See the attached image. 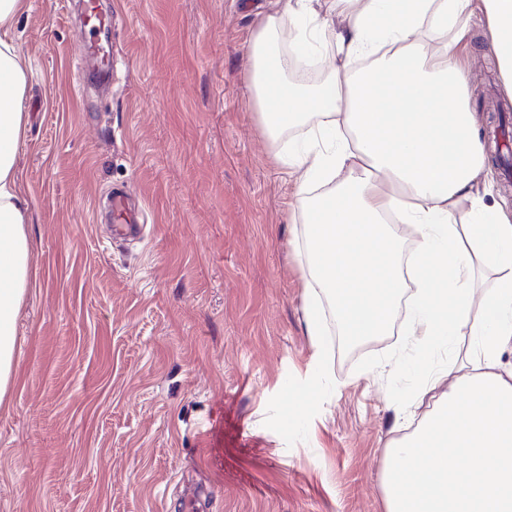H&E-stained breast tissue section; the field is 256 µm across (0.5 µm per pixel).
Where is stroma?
<instances>
[{"mask_svg":"<svg viewBox=\"0 0 512 512\" xmlns=\"http://www.w3.org/2000/svg\"><path fill=\"white\" fill-rule=\"evenodd\" d=\"M112 83L82 84L75 9L28 0L18 148L35 286L0 400V512H385L387 446L427 417L469 337L307 336V217L247 81L274 0H109ZM483 133L512 121L492 39L454 48ZM115 188L145 209L114 236Z\"/></svg>","mask_w":512,"mask_h":512,"instance_id":"35a3bbf8","label":"stroma"}]
</instances>
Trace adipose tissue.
Returning <instances> with one entry per match:
<instances>
[{
    "instance_id": "ef3b65f1",
    "label": "adipose tissue",
    "mask_w": 512,
    "mask_h": 512,
    "mask_svg": "<svg viewBox=\"0 0 512 512\" xmlns=\"http://www.w3.org/2000/svg\"><path fill=\"white\" fill-rule=\"evenodd\" d=\"M277 2L254 31L248 84L275 158L300 174L299 192L315 180L330 185L304 205L309 336L322 345L325 297L348 341L393 329L406 286L388 224L397 211L418 235L410 335L428 349L471 339L433 412L385 453L386 512H512V370L500 363L512 343V213L493 198L470 72L453 51L482 16L512 93V0ZM26 5L0 0V398L13 383L15 322L30 286V204L16 169L29 74L12 37ZM332 6L341 28L330 26ZM295 20L302 51L336 44L320 84L286 77L280 46ZM299 125L304 145L283 148ZM485 273L493 291L482 296Z\"/></svg>"
}]
</instances>
